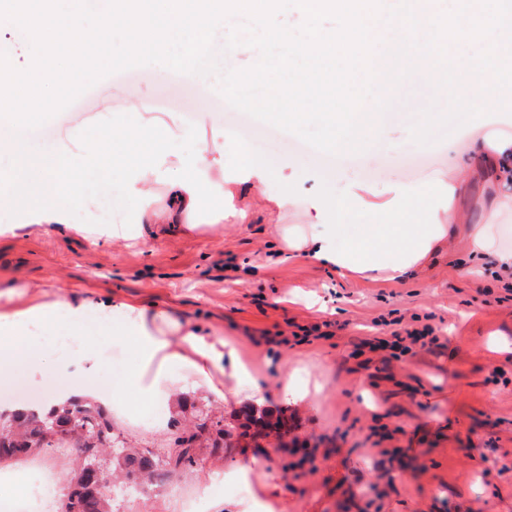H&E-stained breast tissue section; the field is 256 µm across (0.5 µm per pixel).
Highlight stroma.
<instances>
[{
    "label": "stroma",
    "instance_id": "35a3bbf8",
    "mask_svg": "<svg viewBox=\"0 0 512 512\" xmlns=\"http://www.w3.org/2000/svg\"><path fill=\"white\" fill-rule=\"evenodd\" d=\"M216 84L213 76L188 80L155 65L130 83L106 77L95 84L74 126L52 128L30 143L51 151L83 127L115 116L138 125L139 102L170 99L174 109L160 113L169 134L154 151L160 177L184 175V161L200 144L222 139L224 168L209 175L234 191L224 202L223 222H215L207 206L196 214L195 229L176 224L162 234L146 224L135 240L63 235L49 224L0 235L1 284L43 301L157 308L184 326L204 327L231 341L238 358L264 377L271 412L284 409L293 417L283 442L271 435L237 439L215 453L196 449L193 466L171 479L172 488H184L183 496L158 489L119 502L118 512H192L194 491L207 492L208 503H222V512H242L236 496L214 488L241 467L250 470L253 499H260L262 486L273 487L276 512H512V293L489 269L478 268L460 240L449 243L447 259L425 280L388 279L380 272L342 276L304 255L281 252L280 224L306 223L303 203L324 190L350 178L380 195L392 184L422 183L447 168L445 136L420 146L409 135L421 112L433 103L445 108V99L436 98L433 87L405 80L368 130L367 149L344 153L337 164L313 148L294 149L293 134H286L263 153L271 175L260 202L241 157L254 154L263 136L239 139L227 125L205 121L220 98ZM132 177L116 169L110 182L92 181L94 207L86 223L108 218L118 224L132 215L135 205L126 192ZM287 191L301 204L274 219L266 201ZM239 209L247 210L246 222L238 221ZM428 215L424 198L389 214L355 203L342 222L351 231L361 224H424ZM393 320L431 325L438 341L398 358L391 350L371 349L370 341L389 337ZM326 321L333 332L328 339H290L273 348L259 341L267 331L290 338L294 326ZM42 336L43 379L1 390L0 405L50 401L47 382L56 378L62 355L52 329ZM91 343L102 350L122 345L128 357L122 369L102 367L93 376L99 391L121 401L124 415L114 426L148 446H172L171 427L144 429L132 417L150 407L130 388L139 373L133 337L96 328ZM296 369L310 381L300 402L279 390L281 375ZM180 380L183 393L226 426L242 422L247 395L222 400L190 373ZM397 448L401 456L389 460L388 451Z\"/></svg>",
    "mask_w": 512,
    "mask_h": 512
}]
</instances>
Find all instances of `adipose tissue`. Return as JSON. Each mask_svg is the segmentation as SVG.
Wrapping results in <instances>:
<instances>
[{"label": "adipose tissue", "mask_w": 512, "mask_h": 512, "mask_svg": "<svg viewBox=\"0 0 512 512\" xmlns=\"http://www.w3.org/2000/svg\"><path fill=\"white\" fill-rule=\"evenodd\" d=\"M87 147L75 152L62 146L50 153L31 151L28 144L10 145L12 164L22 177V192L0 194V207L19 215L30 224H52L60 233L97 235L110 233L124 237L132 233L129 224H83L74 218L76 212L89 210L91 180L106 174L122 159L93 150L95 129L82 134ZM448 170L434 182L390 187L381 204L395 211L408 201L426 194L432 200V218L425 224H364L352 236H344L338 224L281 225L284 249L303 253L341 275H364L382 272L390 278L418 276L426 273L441 257L449 239L466 241L473 260L493 258L500 273H512V251L498 249L489 228H472L465 211L453 205L460 188L467 181L461 176L465 167L456 140H449ZM483 165L475 178L512 187V138L490 135L476 148ZM170 205L158 209L149 204L138 207L142 224H184L196 214L203 197L220 199L229 196L223 183L202 185L188 176L168 183ZM62 319L64 335L79 339L86 336L92 324L112 325L132 334L138 341L144 373L132 384L134 393L149 399L163 387L177 384L169 369L179 366L195 376L199 386L223 397L216 387L214 375L226 374L228 381L250 383L249 398L254 407H266V389L259 378L238 359H225L224 344L203 328L188 329L166 312L153 311L130 304L85 301L74 304L60 298L20 310L0 313V377H9L18 360H25L31 374H38L42 361L33 348L40 325Z\"/></svg>", "instance_id": "adipose-tissue-1"}]
</instances>
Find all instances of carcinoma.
Segmentation results:
<instances>
[{
	"label": "carcinoma",
	"mask_w": 512,
	"mask_h": 512,
	"mask_svg": "<svg viewBox=\"0 0 512 512\" xmlns=\"http://www.w3.org/2000/svg\"><path fill=\"white\" fill-rule=\"evenodd\" d=\"M192 415L196 420L194 430L184 429L187 437L181 447L160 450L131 447L124 435L112 427L105 407L91 399L72 398L40 408H0V463L35 451L60 448L61 442L51 440V434L65 432L69 434L66 442L80 448L63 493L68 512H116L117 497L104 491L102 470L120 480L122 486L158 484L177 469L193 464L186 454L193 448L197 432L208 434L215 449L232 437L224 429V420H212L209 411L194 406ZM251 423L263 429L288 430V420L282 414L274 420L266 413L258 418L251 414L243 428H249Z\"/></svg>",
	"instance_id": "1"
}]
</instances>
